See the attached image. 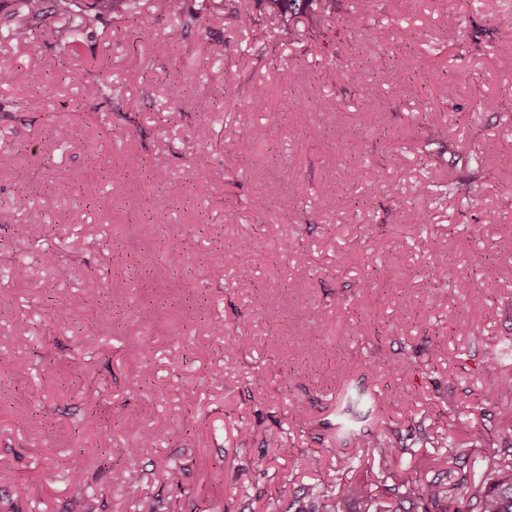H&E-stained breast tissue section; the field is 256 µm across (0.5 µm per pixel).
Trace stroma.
<instances>
[{
  "instance_id": "35a3bbf8",
  "label": "stroma",
  "mask_w": 512,
  "mask_h": 512,
  "mask_svg": "<svg viewBox=\"0 0 512 512\" xmlns=\"http://www.w3.org/2000/svg\"><path fill=\"white\" fill-rule=\"evenodd\" d=\"M344 2L362 29L304 17L289 40L257 0L252 33L225 11L198 15V0L163 15L141 0L137 18L85 31L76 56L57 14L39 53L0 35L16 78L0 87V512H136L146 499L157 512H286L294 499L316 512L337 451L368 434L402 454L363 455L351 480L408 490L440 473L480 482L512 446V269L494 264L512 249V26L497 19L512 0ZM174 27L183 39L165 42ZM101 76L112 102L92 94ZM62 121L71 143L53 137ZM349 127L364 142L340 138ZM488 141L499 152L486 158ZM474 167V194L449 191ZM442 250L448 276L428 285ZM89 274L99 300L73 305ZM124 416L160 440L128 457ZM76 448L86 459L70 472ZM436 454L444 464L425 468Z\"/></svg>"
}]
</instances>
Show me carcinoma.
<instances>
[{
    "label": "carcinoma",
    "instance_id": "1",
    "mask_svg": "<svg viewBox=\"0 0 512 512\" xmlns=\"http://www.w3.org/2000/svg\"><path fill=\"white\" fill-rule=\"evenodd\" d=\"M232 2L231 11L239 26L255 28L256 21L251 12H243L237 0H199V11L208 12ZM341 0H258L266 11L278 19L282 36L291 39L294 25L302 16L317 22L322 17L336 13ZM140 0H12L9 20L0 33L11 39L39 49L36 29L44 15L53 12L68 18L69 28L66 39L69 52L76 53L80 35L106 18H135L139 15ZM447 276L445 257H437L428 267L425 278L438 282ZM123 426L134 432V446L126 449L127 454L136 455L144 446L156 439L152 434L135 432L132 421L121 420ZM373 448L384 458L400 456L394 443L375 434L358 442L356 453L336 456V471H349L355 467L359 453ZM460 489L462 506L455 512H512V447L502 449L490 462L489 473L478 485L462 486ZM440 502L448 498V485L440 480L420 484L412 494L400 489V485H386L380 482L353 484L347 481L336 483V488L323 495L318 512H352L353 500L362 504L361 512H411L404 507L406 502L416 499Z\"/></svg>",
    "mask_w": 512,
    "mask_h": 512
}]
</instances>
